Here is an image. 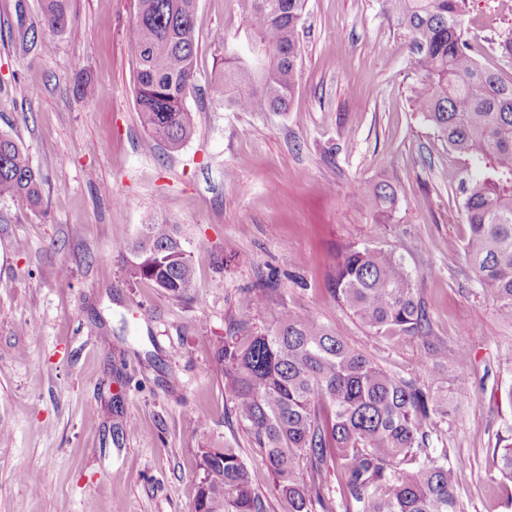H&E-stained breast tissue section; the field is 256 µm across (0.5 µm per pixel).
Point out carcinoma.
Listing matches in <instances>:
<instances>
[{
  "mask_svg": "<svg viewBox=\"0 0 512 512\" xmlns=\"http://www.w3.org/2000/svg\"><path fill=\"white\" fill-rule=\"evenodd\" d=\"M198 0H138L127 35L136 65L135 102L144 145L177 152L193 134L186 99L195 89V14ZM410 38L415 108L448 148L468 157L459 186L468 226L466 256L478 281L512 314V80L474 57L465 31V0H384ZM306 0H252L248 42L262 49L254 68L246 48L226 50L211 80L213 95L242 112L288 111L300 73L299 24ZM68 0H41L42 28L68 26ZM367 207L392 206L388 184L361 190ZM24 195L38 207L42 181L26 150L0 133V200ZM140 237L118 248L133 255L130 275L174 298L194 283L191 253L173 225H141ZM332 293L363 325L421 342L439 365L458 375L468 353L437 345L409 272L393 254L347 249L336 263ZM268 326L250 331L252 314L236 320L244 336H230L215 352L224 391L239 424L264 449L263 462L293 512H460L455 470L438 439L441 405L429 390L394 376L366 352L336 335L312 313L294 314L283 302L268 307ZM201 471L194 512H268L252 489L236 448H199ZM502 484L512 489V435L494 449ZM333 465L342 478L340 502L324 493L322 474Z\"/></svg>",
  "mask_w": 512,
  "mask_h": 512,
  "instance_id": "carcinoma-1",
  "label": "carcinoma"
}]
</instances>
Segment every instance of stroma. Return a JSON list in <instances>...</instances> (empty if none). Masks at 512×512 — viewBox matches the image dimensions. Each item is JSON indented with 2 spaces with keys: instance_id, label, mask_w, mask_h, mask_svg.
Segmentation results:
<instances>
[{
  "instance_id": "35a3bbf8",
  "label": "stroma",
  "mask_w": 512,
  "mask_h": 512,
  "mask_svg": "<svg viewBox=\"0 0 512 512\" xmlns=\"http://www.w3.org/2000/svg\"><path fill=\"white\" fill-rule=\"evenodd\" d=\"M137 9L70 0L67 28L25 48L17 33L37 23L41 0H0V130L45 179L41 211L0 200V512H193L196 452L226 443L242 449L269 512H291L213 361L240 312L267 326L264 288L445 395L439 443L463 512H512L492 462L512 430V315L466 257L458 185L469 163L414 110L410 39L383 0H308L285 112L215 99L211 78L225 46L244 40L251 3L198 0L195 130L172 154L143 145L127 51ZM465 25L478 59L512 78V57L492 44L512 33V0H466ZM84 82L94 96L79 94ZM377 182L396 190L385 217L352 192ZM149 218L174 225L191 252L185 298L130 277L133 256L116 247ZM364 247L403 262L430 336L468 352L465 378L336 301L339 254Z\"/></svg>"
}]
</instances>
